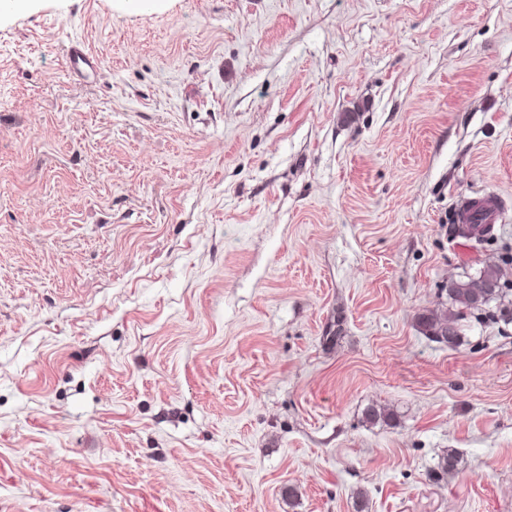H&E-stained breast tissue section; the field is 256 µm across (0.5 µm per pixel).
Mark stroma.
I'll use <instances>...</instances> for the list:
<instances>
[{"mask_svg":"<svg viewBox=\"0 0 512 512\" xmlns=\"http://www.w3.org/2000/svg\"><path fill=\"white\" fill-rule=\"evenodd\" d=\"M489 190L512 0L1 17L0 512H512V211L452 222ZM508 211L506 199L497 192L463 197L455 207L454 219L463 235L481 240L489 228L480 224H500ZM503 270L486 264L478 273L448 282L449 307H437L419 314L417 322L427 337L439 343L457 344L461 338L460 320L469 312L483 311L504 293Z\"/></svg>","mask_w":512,"mask_h":512,"instance_id":"35a3bbf8","label":"stroma"}]
</instances>
